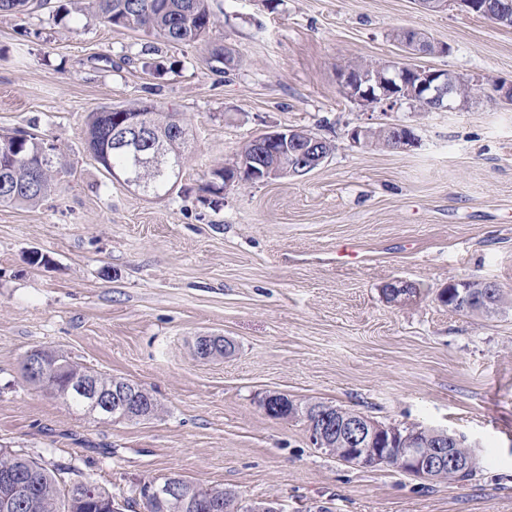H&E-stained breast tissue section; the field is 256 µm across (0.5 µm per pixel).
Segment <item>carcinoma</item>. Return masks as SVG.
Segmentation results:
<instances>
[{
  "mask_svg": "<svg viewBox=\"0 0 512 512\" xmlns=\"http://www.w3.org/2000/svg\"><path fill=\"white\" fill-rule=\"evenodd\" d=\"M76 13L90 11L103 22L131 31L148 30L174 43H195L202 40L214 25V13L210 0H71ZM48 4V0H0V13L24 15L35 8ZM140 118L144 141L152 147L142 152L148 156L154 146H160L167 154L169 167L162 173L145 169L137 174L145 195L162 197L169 194L178 182L188 140L172 137V127L184 124L175 112H162L154 106L127 108L105 107L90 115L86 144L108 175L125 172L129 168L131 152L112 148V130L118 127L117 118ZM256 147L248 143L237 154L229 166L215 168L202 190L217 198L224 195V175H234V168L243 158L255 155ZM65 169L56 147H47L43 139L24 131L0 134V204L36 206L57 185L56 176ZM460 288L455 282L444 289L447 298L442 303L455 312L489 314V311L474 304L470 308L453 305L452 291ZM34 356L59 370L49 376V382L40 383V388L54 392L70 379L88 373L64 356L47 350H38ZM15 470L31 478L29 491L12 496L14 507L10 512H109L112 499L105 490L88 482L84 487L66 484L58 475L65 467L57 465L50 469L41 461L20 455L8 448H0V472ZM200 498L183 512H224L217 501L234 500L236 496L220 487H203Z\"/></svg>",
  "mask_w": 512,
  "mask_h": 512,
  "instance_id": "obj_1",
  "label": "carcinoma"
}]
</instances>
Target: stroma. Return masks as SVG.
I'll return each instance as SVG.
<instances>
[{"label":"stroma","mask_w":512,"mask_h":512,"mask_svg":"<svg viewBox=\"0 0 512 512\" xmlns=\"http://www.w3.org/2000/svg\"><path fill=\"white\" fill-rule=\"evenodd\" d=\"M68 4L0 14V133L37 134L68 168L38 206L0 205V448L66 467L122 512H146L140 486L168 475L282 512H512V306L437 299L457 279L512 293V104L493 90L512 83V28L455 0H214L205 40L174 44ZM399 28L438 47L414 63L480 84L468 111L372 110L343 93L348 62L404 59ZM217 46L233 60L216 69ZM133 104L188 126L167 196L110 181L87 149L90 113ZM387 124L414 146L349 138ZM276 128L333 151L307 175L206 199L211 170ZM398 280L418 295L387 300ZM200 336L233 351L200 358ZM40 348L146 388L158 414L75 410L27 381ZM273 392L464 436L480 467L461 484L349 464L314 447L303 418L266 414Z\"/></svg>","instance_id":"obj_1"}]
</instances>
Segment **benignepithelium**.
Masks as SVG:
<instances>
[{
  "label": "benign epithelium",
  "instance_id": "7a95c632",
  "mask_svg": "<svg viewBox=\"0 0 512 512\" xmlns=\"http://www.w3.org/2000/svg\"><path fill=\"white\" fill-rule=\"evenodd\" d=\"M467 12L474 11L490 22L499 25L512 13L506 5H495L477 0H457ZM338 79L344 93L350 99L370 109L393 107L400 101L415 98L427 104V111H461L475 98L474 83L447 70L422 69L404 61L377 62L355 74L340 69ZM141 143L140 128L131 125L116 142L122 149H133ZM256 155L243 165L244 178L224 177V187L234 184L265 182L283 176H301L319 167L329 157L319 147L321 140L313 139L300 129L286 128L265 132L255 140ZM272 144L280 150L275 152L276 164L264 163L265 152ZM224 345L221 336H201L196 342V351L203 358ZM68 389L79 392L86 400L91 413L106 417L128 419L144 415V404L137 396L135 387L122 380L115 381V388L107 393L98 388L91 378H76L69 382ZM287 397L283 394L267 395L262 400L264 410L288 411V417L300 414L308 420L307 428L313 444L334 455L340 453L347 462L361 467L393 465L401 471L424 480H437L451 470L464 466V461L453 451L456 437L445 431L441 440L432 442L420 433L405 442V447L393 451L399 443L396 428L384 426L361 414L336 415L323 409L314 411L298 407L286 408ZM195 486L176 477L153 482L145 492L152 501L166 502L171 507L191 501ZM225 512H280L272 502L244 504L240 501L224 506Z\"/></svg>",
  "mask_w": 512,
  "mask_h": 512
}]
</instances>
